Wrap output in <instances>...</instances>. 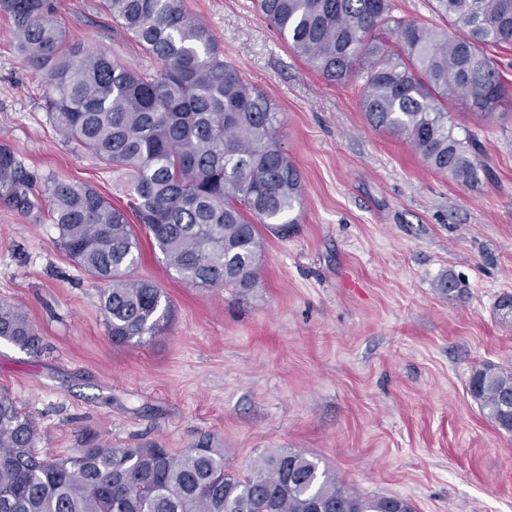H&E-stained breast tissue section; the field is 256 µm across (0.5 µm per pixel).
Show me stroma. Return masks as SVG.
<instances>
[{
  "label": "stroma",
  "mask_w": 512,
  "mask_h": 512,
  "mask_svg": "<svg viewBox=\"0 0 512 512\" xmlns=\"http://www.w3.org/2000/svg\"><path fill=\"white\" fill-rule=\"evenodd\" d=\"M224 58L264 92L301 175L298 224L265 233L260 288L182 282L151 245L137 273L175 318L142 345L114 346L100 286L59 245L46 208L0 203V303L41 336L29 354L0 343V390L34 419L40 455L89 434L180 453L207 431L236 473L273 450L317 458L349 491L394 496L414 512H512V434L481 411L474 367L512 368V95L488 119L462 102L452 120L479 140L475 186L428 167L400 137L371 128L361 77L332 84L289 49L255 0H184ZM85 49L154 72L158 61L115 25L102 0H58ZM392 15L458 34L433 0H391ZM0 144L36 176L84 183L113 205L126 170L76 150L52 128L44 86L0 14ZM453 275L447 295L440 278Z\"/></svg>",
  "instance_id": "35a3bbf8"
}]
</instances>
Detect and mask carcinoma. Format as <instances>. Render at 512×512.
Masks as SVG:
<instances>
[{"instance_id":"cac0c4a2","label":"carcinoma","mask_w":512,"mask_h":512,"mask_svg":"<svg viewBox=\"0 0 512 512\" xmlns=\"http://www.w3.org/2000/svg\"><path fill=\"white\" fill-rule=\"evenodd\" d=\"M112 21L160 62L153 73L71 43L57 0H0L21 61L40 74L55 131L100 162L131 172L126 207L96 188L34 181L0 145V202L20 211L46 203L61 245L101 288L115 346L164 333L174 310L152 280L136 276L141 233L191 285L260 287L261 229L297 223L301 176L278 140L269 98L224 60L212 30L184 0H104ZM289 49L324 80L361 71L360 106L377 130L403 137L430 168L468 184L484 166L469 131L456 132L448 102L485 118L508 88L488 48L512 46V0H436L462 29L450 36L392 20L390 0H257ZM394 23L390 49L370 32ZM136 223H131L129 216ZM27 353L40 337L18 307L0 303V342ZM469 390L481 411L512 433V370L484 363ZM35 421L0 393V512H413L391 496L361 497L301 452L253 460L241 477L214 436L181 454L157 442L122 447L91 438L74 453L42 458Z\"/></svg>"}]
</instances>
